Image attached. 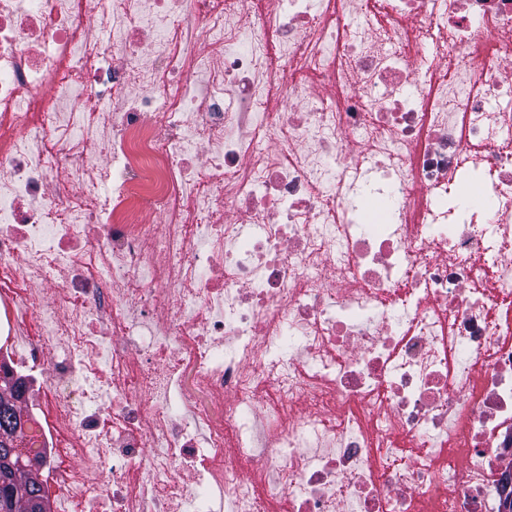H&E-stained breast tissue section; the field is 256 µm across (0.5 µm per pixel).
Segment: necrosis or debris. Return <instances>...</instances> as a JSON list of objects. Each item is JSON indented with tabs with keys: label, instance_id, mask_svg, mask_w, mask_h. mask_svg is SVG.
<instances>
[{
	"label": "necrosis or debris",
	"instance_id": "necrosis-or-debris-1",
	"mask_svg": "<svg viewBox=\"0 0 512 512\" xmlns=\"http://www.w3.org/2000/svg\"><path fill=\"white\" fill-rule=\"evenodd\" d=\"M505 142L512 0H0V347L56 512H497Z\"/></svg>",
	"mask_w": 512,
	"mask_h": 512
}]
</instances>
